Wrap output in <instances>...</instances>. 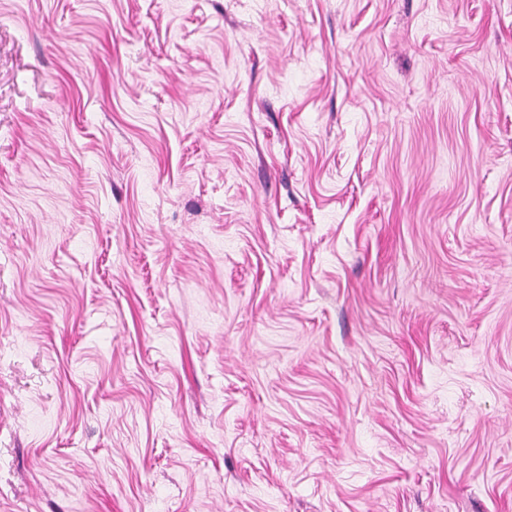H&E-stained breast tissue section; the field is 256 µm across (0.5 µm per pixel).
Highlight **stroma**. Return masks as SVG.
Wrapping results in <instances>:
<instances>
[{"instance_id":"obj_1","label":"stroma","mask_w":512,"mask_h":512,"mask_svg":"<svg viewBox=\"0 0 512 512\" xmlns=\"http://www.w3.org/2000/svg\"><path fill=\"white\" fill-rule=\"evenodd\" d=\"M0 512H512V0H0Z\"/></svg>"}]
</instances>
